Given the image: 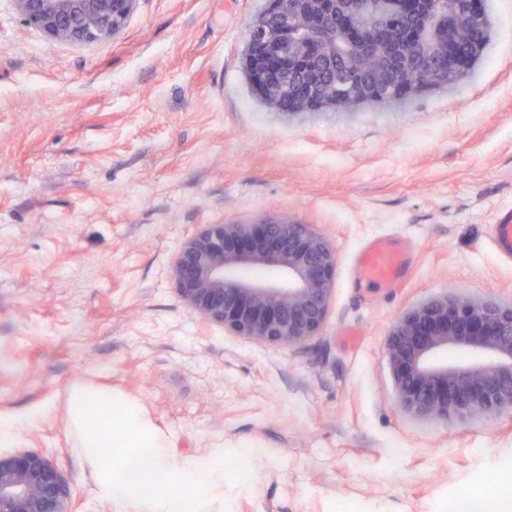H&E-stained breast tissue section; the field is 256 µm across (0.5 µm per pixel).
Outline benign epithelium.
Listing matches in <instances>:
<instances>
[{"label": "benign epithelium", "mask_w": 512, "mask_h": 512, "mask_svg": "<svg viewBox=\"0 0 512 512\" xmlns=\"http://www.w3.org/2000/svg\"><path fill=\"white\" fill-rule=\"evenodd\" d=\"M24 25L47 38L86 45L112 38L137 0H13ZM442 0H356L357 34L336 44L324 21L336 18L341 0H273L248 29L245 67L256 93L286 112L295 95L286 90L292 65L319 48L330 62H347L381 49L360 31L384 34L400 12L413 21L406 38L439 59L432 79L466 70L480 55L457 53ZM454 14L485 25L478 0H456ZM355 94L378 99L388 83L358 72ZM254 268L277 271L275 280L249 278ZM172 272L182 300L201 318L234 336L294 345L317 335L327 322L336 252L311 224L262 221L202 224L179 245ZM398 406L422 422L466 424L479 415L512 413V302L456 294L427 298L402 312L385 342ZM70 480L44 453L22 448L0 455V512H72Z\"/></svg>", "instance_id": "1"}]
</instances>
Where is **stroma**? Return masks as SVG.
I'll return each instance as SVG.
<instances>
[{
	"label": "stroma",
	"mask_w": 512,
	"mask_h": 512,
	"mask_svg": "<svg viewBox=\"0 0 512 512\" xmlns=\"http://www.w3.org/2000/svg\"><path fill=\"white\" fill-rule=\"evenodd\" d=\"M457 85L353 111L281 112L245 71L267 0H137L113 38L54 42L0 0V414L46 452L75 512H115L69 430L86 384L136 399L174 463L252 449L227 512H512V417L421 423L385 337L445 293L512 302L490 245L512 214V0ZM314 225L336 251L329 318L292 346L205 322L171 260L202 224ZM410 240L399 287L359 278Z\"/></svg>",
	"instance_id": "35a3bbf8"
}]
</instances>
